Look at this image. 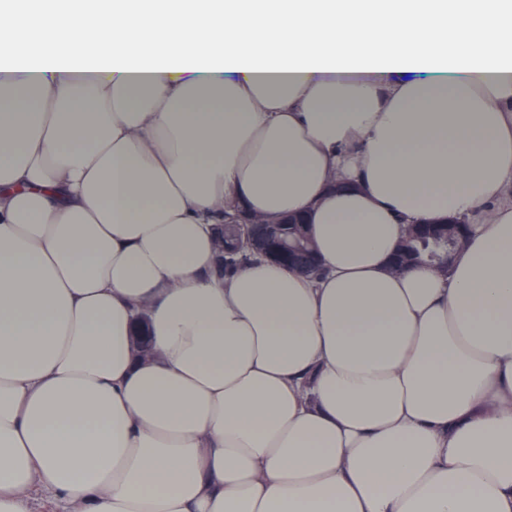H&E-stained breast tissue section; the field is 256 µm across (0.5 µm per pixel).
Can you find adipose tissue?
<instances>
[{
  "instance_id": "adipose-tissue-1",
  "label": "adipose tissue",
  "mask_w": 512,
  "mask_h": 512,
  "mask_svg": "<svg viewBox=\"0 0 512 512\" xmlns=\"http://www.w3.org/2000/svg\"><path fill=\"white\" fill-rule=\"evenodd\" d=\"M0 512H512V0L0 5ZM229 224L241 226L243 237L247 245L253 252L263 253L270 258L282 262L285 265L294 267L303 263L298 259L295 250L298 248L297 242H282L275 235L277 224H267V222L259 217H232ZM262 225L265 229L264 234L259 231L251 233V228L256 225ZM432 225L433 224H412L409 228V234H411L412 237H417L423 234L439 233L444 236H452L456 243H458L471 227V224L459 221L454 222V224H448V226L435 227ZM400 251H407L408 255L415 260L426 258L428 261L432 262L433 256L436 253V246L432 241H422L418 239L407 241L406 239L402 244ZM443 256L445 259L444 264H446L447 267L450 259V256H448V250L436 254L434 260L440 259V257Z\"/></svg>"
}]
</instances>
